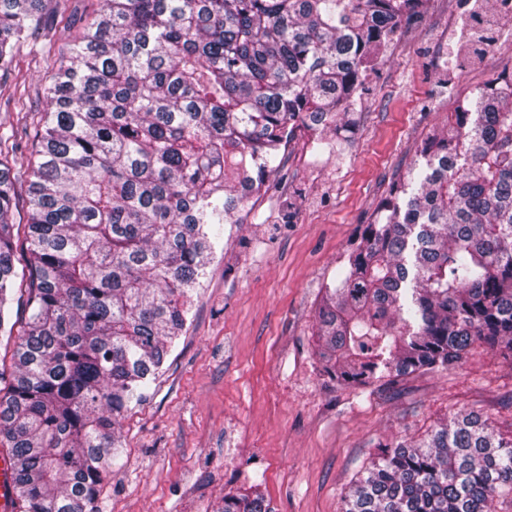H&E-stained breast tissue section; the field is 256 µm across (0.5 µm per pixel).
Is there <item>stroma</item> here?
Here are the masks:
<instances>
[{"instance_id":"1","label":"stroma","mask_w":512,"mask_h":512,"mask_svg":"<svg viewBox=\"0 0 512 512\" xmlns=\"http://www.w3.org/2000/svg\"><path fill=\"white\" fill-rule=\"evenodd\" d=\"M100 5L46 0L39 34L0 76V131L21 138L12 171L29 163L44 90ZM468 6L430 0L402 21L346 140L314 147L296 134L268 188L224 225L185 332L122 421L99 512H222L226 494L250 486L272 512H341L379 444L423 438L459 411L512 435V360L498 353L477 346L447 371L361 391L323 373L313 337L325 286L408 181L420 141L512 60V25L491 54L473 51Z\"/></svg>"}]
</instances>
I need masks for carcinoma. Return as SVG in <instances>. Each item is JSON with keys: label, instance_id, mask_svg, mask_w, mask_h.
<instances>
[{"label": "carcinoma", "instance_id": "obj_1", "mask_svg": "<svg viewBox=\"0 0 512 512\" xmlns=\"http://www.w3.org/2000/svg\"><path fill=\"white\" fill-rule=\"evenodd\" d=\"M43 2L0 0V71ZM422 6L102 0L47 88L24 224L0 133V336H18L0 369V448L22 512H98L121 421L185 330L223 225L297 132H349L372 59ZM417 158L419 182L386 199L316 314L325 370L351 387L444 371L476 343L512 359V65ZM505 489L512 439L460 412L381 446L342 512H495ZM223 512L270 510L246 490Z\"/></svg>", "mask_w": 512, "mask_h": 512}]
</instances>
